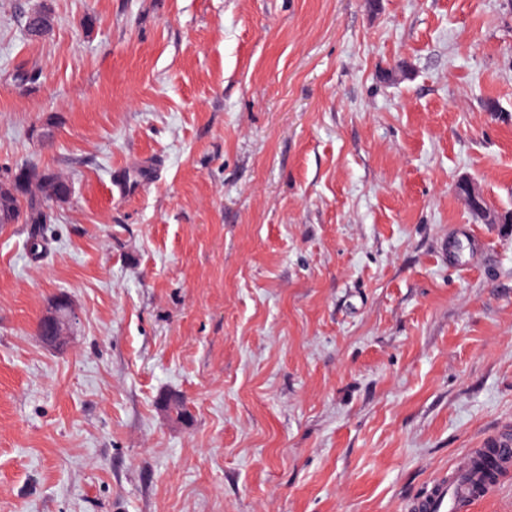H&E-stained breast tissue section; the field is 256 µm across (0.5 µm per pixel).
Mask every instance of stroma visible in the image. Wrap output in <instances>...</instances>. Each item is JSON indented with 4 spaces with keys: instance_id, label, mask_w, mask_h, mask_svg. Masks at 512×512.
<instances>
[{
    "instance_id": "obj_1",
    "label": "stroma",
    "mask_w": 512,
    "mask_h": 512,
    "mask_svg": "<svg viewBox=\"0 0 512 512\" xmlns=\"http://www.w3.org/2000/svg\"><path fill=\"white\" fill-rule=\"evenodd\" d=\"M29 162L72 196L0 228V512H406L512 429V224L453 191L512 210V0H0ZM460 187L464 190L462 196L467 201L474 200L483 196L477 184L471 180H461L457 182L454 187L455 192L459 193ZM466 207L469 210V212L475 216H477V209H491L496 214L497 224H512V212H500L498 210L492 209L484 198H479L475 203L468 202L466 204ZM75 319V311L65 297H59L51 311L39 321L41 336L50 343H61L67 339L70 327Z\"/></svg>"
}]
</instances>
